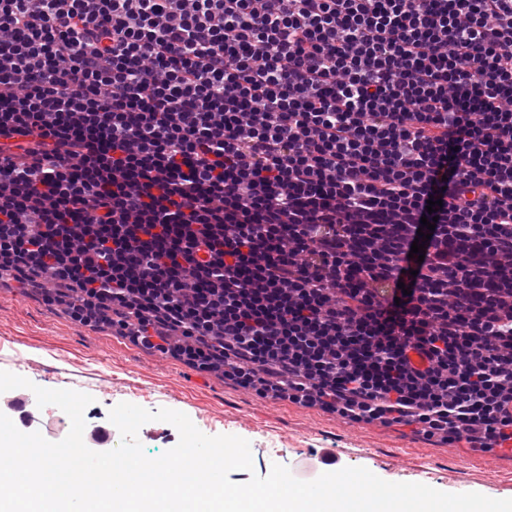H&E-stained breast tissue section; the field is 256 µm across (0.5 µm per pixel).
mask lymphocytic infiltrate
Segmentation results:
<instances>
[{
    "instance_id": "lymphocytic-infiltrate-1",
    "label": "lymphocytic infiltrate",
    "mask_w": 512,
    "mask_h": 512,
    "mask_svg": "<svg viewBox=\"0 0 512 512\" xmlns=\"http://www.w3.org/2000/svg\"><path fill=\"white\" fill-rule=\"evenodd\" d=\"M10 279L258 397L512 451V0H0Z\"/></svg>"
}]
</instances>
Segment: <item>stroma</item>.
Instances as JSON below:
<instances>
[{
  "instance_id": "1",
  "label": "stroma",
  "mask_w": 512,
  "mask_h": 512,
  "mask_svg": "<svg viewBox=\"0 0 512 512\" xmlns=\"http://www.w3.org/2000/svg\"><path fill=\"white\" fill-rule=\"evenodd\" d=\"M0 370L41 387L92 395L85 411L90 427L108 423L110 410L129 402L183 412L209 436L242 437L251 445L254 470L230 473L236 483L266 476L276 463L297 479L314 480L324 471L319 450L333 447L342 466L367 468L389 482L512 498L511 453H482L466 442L443 444L407 427L359 423L316 407L258 398L226 384L220 374L201 375L174 358L134 346L111 329L76 326L18 285L0 288Z\"/></svg>"
}]
</instances>
